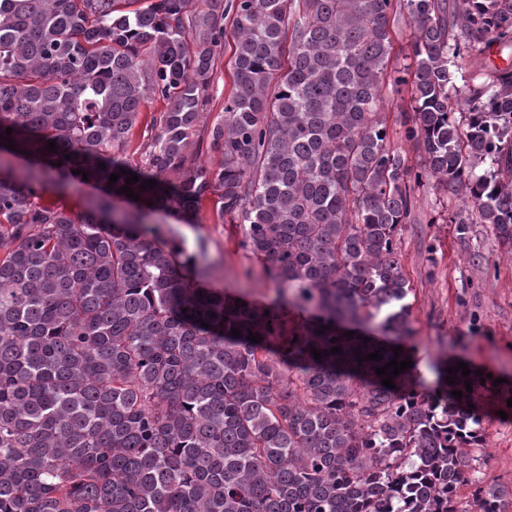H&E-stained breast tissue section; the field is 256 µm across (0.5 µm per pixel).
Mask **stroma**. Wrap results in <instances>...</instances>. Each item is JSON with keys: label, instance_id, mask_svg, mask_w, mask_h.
I'll use <instances>...</instances> for the list:
<instances>
[{"label": "stroma", "instance_id": "35a3bbf8", "mask_svg": "<svg viewBox=\"0 0 512 512\" xmlns=\"http://www.w3.org/2000/svg\"><path fill=\"white\" fill-rule=\"evenodd\" d=\"M414 223L401 236L402 261L411 279V334L406 343L418 372L434 385L441 360H462L503 386L482 389L487 439L479 471L483 484H512V413L500 417V390L512 391V253L502 248L487 225L477 224L469 245H461L448 222L457 201L442 202L432 190L416 194ZM158 236L188 253H204L211 265V287L249 291L253 300L275 298L261 264L243 248V229L220 220L205 201L197 223L167 218L155 226Z\"/></svg>", "mask_w": 512, "mask_h": 512}]
</instances>
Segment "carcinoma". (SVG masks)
<instances>
[{
	"label": "carcinoma",
	"mask_w": 512,
	"mask_h": 512,
	"mask_svg": "<svg viewBox=\"0 0 512 512\" xmlns=\"http://www.w3.org/2000/svg\"><path fill=\"white\" fill-rule=\"evenodd\" d=\"M136 2L0 0V512H459L468 485V512H508L512 490L476 477L479 376L450 385L442 364L425 394L415 368L393 389L375 368L413 359L393 347L411 330L399 231L422 180L461 202L460 241L488 224L512 251V58L486 60L512 50V0ZM227 48L211 169L193 137ZM391 85L415 175L380 112ZM151 99L167 108L133 165ZM85 176L82 211L38 201ZM213 196L280 303L208 287L154 238V214L195 224ZM287 307L304 313L292 328Z\"/></svg>",
	"instance_id": "1"
}]
</instances>
